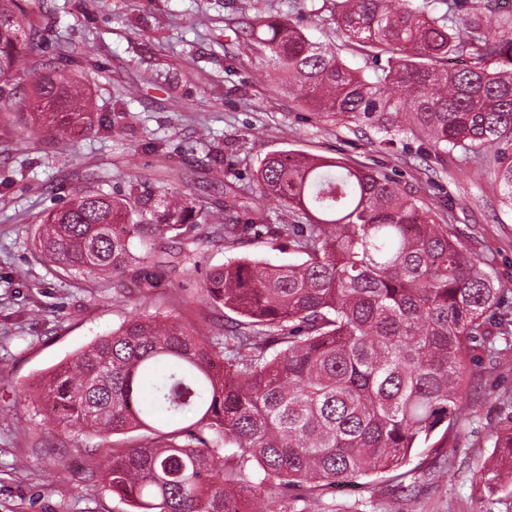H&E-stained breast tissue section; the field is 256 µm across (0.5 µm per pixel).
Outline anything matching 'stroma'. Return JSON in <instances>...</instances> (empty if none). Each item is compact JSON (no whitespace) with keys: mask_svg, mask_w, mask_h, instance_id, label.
Listing matches in <instances>:
<instances>
[{"mask_svg":"<svg viewBox=\"0 0 512 512\" xmlns=\"http://www.w3.org/2000/svg\"><path fill=\"white\" fill-rule=\"evenodd\" d=\"M313 5L309 38L370 70L336 36L332 0ZM30 15L44 33L33 59L86 85L94 123L76 140L50 141L16 121L24 99L0 112V366L9 370L0 383V512H130L97 474L101 449L126 447L127 436L60 431L37 399L41 382L133 315L222 333L235 315L202 298L206 270L241 256L298 258L284 237L228 248L202 227L163 250H137L118 288L109 273L92 281L59 273L36 254L34 234L45 214L81 194L156 199L180 190L216 213L229 185L246 205L265 208L254 178L267 155L338 158L398 179L512 289V209L501 202L492 158L454 153L432 163L409 136L383 147L376 130L308 112L263 55L240 54L239 19L297 20L294 0H40ZM165 252L172 263H161ZM143 275L155 282L146 295L130 286ZM470 372L465 418L451 436L435 432L414 449L406 479L378 473L324 489L314 512H512V492L491 495L479 484L492 434L512 422V350L496 362L474 351Z\"/></svg>","mask_w":512,"mask_h":512,"instance_id":"35a3bbf8","label":"stroma"}]
</instances>
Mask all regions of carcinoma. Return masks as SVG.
I'll list each match as a JSON object with an SVG mask.
<instances>
[{"instance_id": "carcinoma-1", "label": "carcinoma", "mask_w": 512, "mask_h": 512, "mask_svg": "<svg viewBox=\"0 0 512 512\" xmlns=\"http://www.w3.org/2000/svg\"><path fill=\"white\" fill-rule=\"evenodd\" d=\"M436 17L411 0H334L336 29L366 48L369 77L349 68L304 25L276 17L245 22L243 45L268 52L307 110L385 134L411 135L427 157L493 153L495 182L512 206V14L493 25L464 0H439ZM39 31L21 0H0V101L16 95ZM476 64L447 67L451 57ZM53 137L92 126L81 84L41 72L28 112ZM263 196L311 216L272 224L224 188L213 235L235 247L288 237L298 262L234 258L206 272L203 296L239 316L222 336L177 319L134 316L45 379L38 399L65 429L97 436L140 430L132 446L103 449L99 473L132 512H276L244 473L253 462L281 494L311 498L326 487L401 471L412 451L466 409V360L493 352L512 305L484 258L383 171L290 150L257 170ZM150 198L89 193L49 212L38 251L59 271L121 274L135 243H159L198 224L180 192L134 215ZM479 485L512 486V425ZM233 447L240 458L221 450Z\"/></svg>"}]
</instances>
